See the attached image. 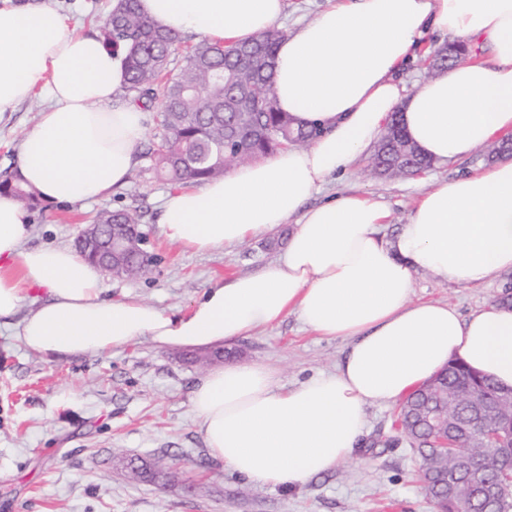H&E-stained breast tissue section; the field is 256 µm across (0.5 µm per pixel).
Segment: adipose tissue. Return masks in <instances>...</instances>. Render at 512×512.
I'll use <instances>...</instances> for the list:
<instances>
[{"mask_svg": "<svg viewBox=\"0 0 512 512\" xmlns=\"http://www.w3.org/2000/svg\"><path fill=\"white\" fill-rule=\"evenodd\" d=\"M142 15L213 43L250 39L287 0H138ZM471 45L469 62L406 86L427 33ZM123 50L74 33L46 6L0 7V118L36 96L45 106L15 169L45 202L83 204L123 187L137 164L145 114L126 97ZM277 107L321 134L170 193L162 235L197 252L296 227L259 272L211 283L187 308L165 312L135 295L106 298L99 266L63 245L28 244L27 212L0 194V327L51 360L126 348L141 339L196 347L249 336L296 314L311 331L346 340L335 371L288 389L263 363L205 374L192 407L211 454L261 486L296 487L351 459L366 409L402 401L463 361L512 388V307L461 316L416 301L422 270L472 286L512 270V159L421 192L405 224L372 197L309 200L329 177L370 155L391 114L435 163L470 158L512 134V0H329L276 50ZM46 299L23 309L25 293Z\"/></svg>", "mask_w": 512, "mask_h": 512, "instance_id": "ef3b65f1", "label": "adipose tissue"}]
</instances>
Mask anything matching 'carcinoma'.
<instances>
[{
	"label": "carcinoma",
	"instance_id": "obj_1",
	"mask_svg": "<svg viewBox=\"0 0 512 512\" xmlns=\"http://www.w3.org/2000/svg\"><path fill=\"white\" fill-rule=\"evenodd\" d=\"M285 32L271 26L251 42L218 47L200 41L186 49L178 72L168 75L171 56L182 44L179 33L166 30L143 16L137 0H124L101 26L106 47L126 49V91L131 101L145 107H157L156 133L145 145L143 156L152 162L151 170L175 185H201L221 177L231 168L280 149L305 147L320 134L315 127L293 125L288 113L276 107L272 80L275 53ZM163 90H158V86ZM237 94L235 109L224 107L228 97ZM379 175L395 178L401 168L410 165L417 172L433 167L405 139L398 118L391 119L377 148ZM0 193H10L33 210L41 200L18 182L15 174L0 180ZM94 224H138L136 210L122 207L102 209L92 219ZM156 257L147 251L132 259L127 278L147 275ZM468 390L475 397L493 405L500 387L473 373L465 365L451 361L439 378L406 400L407 413L403 432L408 442L426 448L429 429L424 424L425 411L441 410L453 417L466 418L469 406L449 403L450 396ZM512 454V409L507 424L492 442ZM469 486L470 498L460 500L440 497L435 488L446 480ZM418 481L436 512H512V496L491 500L483 496L482 485L512 487V470L476 474L459 471L455 457L442 454L423 457Z\"/></svg>",
	"mask_w": 512,
	"mask_h": 512
}]
</instances>
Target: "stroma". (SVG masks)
Here are the masks:
<instances>
[{
    "label": "stroma",
    "mask_w": 512,
    "mask_h": 512,
    "mask_svg": "<svg viewBox=\"0 0 512 512\" xmlns=\"http://www.w3.org/2000/svg\"><path fill=\"white\" fill-rule=\"evenodd\" d=\"M68 15L72 27L97 34L112 0H37ZM44 107L41 98L0 119V176L15 167L26 132ZM484 153L438 164L416 176L374 174L369 158L328 180L311 198L339 192L382 199L391 211L384 234L407 222L419 192L437 180L484 164ZM139 158L126 185L87 205L44 204L29 212V245L71 246L99 208H136L157 261L146 277L105 276L107 297L136 295L170 312L190 305L210 283L259 271L283 250L276 242L248 241L209 252L170 243L160 232L170 184L153 178ZM512 273L488 285L444 283L418 272L417 301L446 302L462 316L498 300ZM342 340L306 329L297 315L228 343L240 362H262L293 388L335 370ZM208 365L181 350L144 339L125 349L50 361L0 328V512H435L416 480L419 457L393 427L394 406L366 410L367 429L354 459L302 486L259 487L211 455L192 409V392ZM142 458L159 468L156 479L131 473Z\"/></svg>",
    "instance_id": "stroma-1"
}]
</instances>
